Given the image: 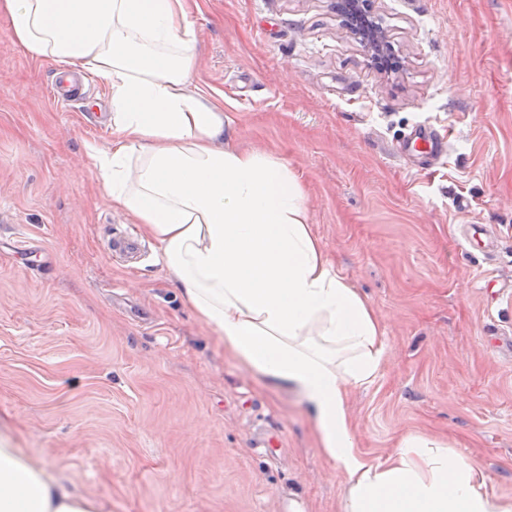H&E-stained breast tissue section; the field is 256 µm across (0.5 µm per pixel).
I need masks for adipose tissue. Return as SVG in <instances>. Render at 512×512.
<instances>
[{
	"instance_id": "obj_1",
	"label": "adipose tissue",
	"mask_w": 512,
	"mask_h": 512,
	"mask_svg": "<svg viewBox=\"0 0 512 512\" xmlns=\"http://www.w3.org/2000/svg\"><path fill=\"white\" fill-rule=\"evenodd\" d=\"M31 57L99 77L112 142L88 146L102 193L142 224L158 261L216 341L310 403L323 453L347 475L343 512H512L446 442L404 436L382 463L354 453L347 395L372 383L386 339L367 297L313 230L299 177L229 139L224 109L192 86L187 0H0ZM0 512H104L51 456L0 438Z\"/></svg>"
}]
</instances>
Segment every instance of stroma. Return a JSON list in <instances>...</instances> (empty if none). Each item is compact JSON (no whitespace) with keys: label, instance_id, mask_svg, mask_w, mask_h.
I'll return each mask as SVG.
<instances>
[{"label":"stroma","instance_id":"stroma-1","mask_svg":"<svg viewBox=\"0 0 512 512\" xmlns=\"http://www.w3.org/2000/svg\"><path fill=\"white\" fill-rule=\"evenodd\" d=\"M370 5L389 73L334 0H194L193 82L233 143L299 176L329 259L383 322L382 369L349 393L355 454L441 437L511 499L512 0ZM59 72L0 17V430L104 512H341L346 474L307 405L219 346L99 193L84 144L112 138L104 83L63 109ZM421 126L445 154L404 151ZM127 232L141 250L121 258Z\"/></svg>","mask_w":512,"mask_h":512}]
</instances>
